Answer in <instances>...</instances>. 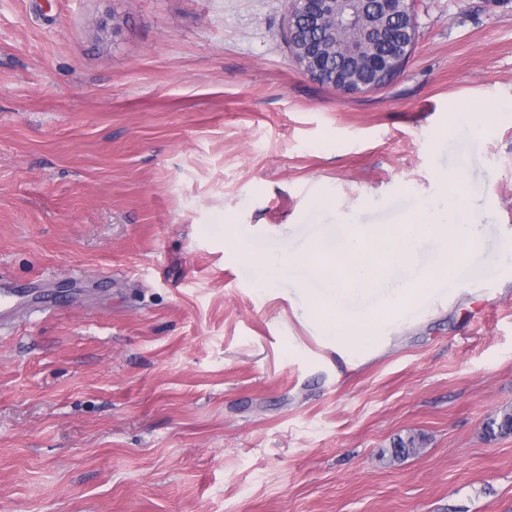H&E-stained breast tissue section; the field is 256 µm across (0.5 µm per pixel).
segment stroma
I'll list each match as a JSON object with an SVG mask.
<instances>
[{"label": "stroma", "instance_id": "35a3bbf8", "mask_svg": "<svg viewBox=\"0 0 512 512\" xmlns=\"http://www.w3.org/2000/svg\"><path fill=\"white\" fill-rule=\"evenodd\" d=\"M288 7L0 0V512H512V0H414L349 96ZM457 168L469 279L361 351L231 242L397 224Z\"/></svg>", "mask_w": 512, "mask_h": 512}]
</instances>
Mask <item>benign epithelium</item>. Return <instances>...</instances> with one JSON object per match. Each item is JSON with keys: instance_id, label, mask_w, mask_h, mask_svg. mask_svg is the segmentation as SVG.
<instances>
[{"instance_id": "benign-epithelium-1", "label": "benign epithelium", "mask_w": 512, "mask_h": 512, "mask_svg": "<svg viewBox=\"0 0 512 512\" xmlns=\"http://www.w3.org/2000/svg\"><path fill=\"white\" fill-rule=\"evenodd\" d=\"M413 0H291L287 40L312 80L363 93L395 78L416 40ZM345 37L336 39V32Z\"/></svg>"}]
</instances>
